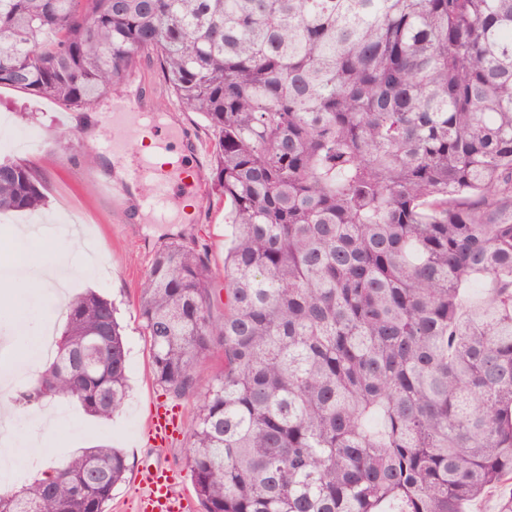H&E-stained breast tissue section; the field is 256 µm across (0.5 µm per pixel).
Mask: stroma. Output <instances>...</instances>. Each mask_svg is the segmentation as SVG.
<instances>
[{
	"instance_id": "35a3bbf8",
	"label": "stroma",
	"mask_w": 512,
	"mask_h": 512,
	"mask_svg": "<svg viewBox=\"0 0 512 512\" xmlns=\"http://www.w3.org/2000/svg\"><path fill=\"white\" fill-rule=\"evenodd\" d=\"M136 81L143 90V111L165 117L172 127L200 145L201 159L191 164V172L196 174L208 169L213 133L196 113L187 111L175 101L151 57H142ZM64 112V106L54 101L9 87L0 88V120L13 131H34L38 143L34 150L1 149L0 159L9 157L34 165L44 181L46 194V204L38 211L0 215V267L17 261L13 247L15 228L82 224L95 242L96 261L101 269L85 274L67 294L72 297L94 290L115 302L129 347L132 392L124 411L108 422L99 421L76 407L66 408L64 417L53 425L48 423L45 411L22 413L14 425L19 438H26L33 432L49 434L41 456L30 461L27 474L31 477L41 475L61 450L113 444L125 452L129 471L124 482L112 493L110 512H136V473L141 466L154 463L174 467L179 490L191 498L189 512H202L198 500L193 497L194 488L184 468L188 440L195 426L198 397L174 403L182 424L176 443L155 448L142 437L150 406L159 399L161 389L153 379L150 344L136 300L154 252L174 240L190 247H205L214 284L216 288H223L224 253L232 232L231 225L224 222V197L216 191H207L206 202L196 204L184 224H157L148 218L130 220L110 196L100 192L99 184L112 180L114 175L113 138L127 139L131 150L135 151L140 146L137 136L129 129L115 128L112 101L108 98L92 109L73 111L72 122L62 125L58 118ZM10 296V302L0 308V342L6 340L12 346L10 353L0 355V395L6 391L4 377L13 374L18 364L28 362L32 356L26 347V330L14 323L17 314H25L32 322L55 316L49 302L31 308L22 289L11 290Z\"/></svg>"
}]
</instances>
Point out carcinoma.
Wrapping results in <instances>:
<instances>
[{
	"instance_id": "obj_1",
	"label": "carcinoma",
	"mask_w": 512,
	"mask_h": 512,
	"mask_svg": "<svg viewBox=\"0 0 512 512\" xmlns=\"http://www.w3.org/2000/svg\"><path fill=\"white\" fill-rule=\"evenodd\" d=\"M144 56L214 133L203 177L234 226L222 316L178 241L138 304L156 384L201 397L204 512H465L512 479V0H0V85L87 109ZM44 201L0 162V214ZM65 316L16 405L109 421L129 372L112 300ZM128 468L86 448L0 512H106Z\"/></svg>"
}]
</instances>
